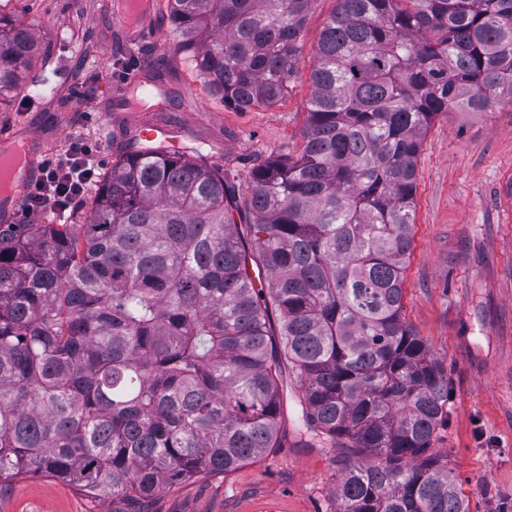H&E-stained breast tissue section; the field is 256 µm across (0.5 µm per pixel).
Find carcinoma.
<instances>
[{
	"mask_svg": "<svg viewBox=\"0 0 512 512\" xmlns=\"http://www.w3.org/2000/svg\"><path fill=\"white\" fill-rule=\"evenodd\" d=\"M310 2L169 0V18L208 93L245 111L288 92ZM38 51L0 29V93ZM308 79L302 149L252 169L241 229L224 172L134 136L85 223L0 231V483L143 499L290 435L361 449L336 512H469L431 448L448 374L403 281L424 133L512 102V0H338Z\"/></svg>",
	"mask_w": 512,
	"mask_h": 512,
	"instance_id": "1",
	"label": "carcinoma"
}]
</instances>
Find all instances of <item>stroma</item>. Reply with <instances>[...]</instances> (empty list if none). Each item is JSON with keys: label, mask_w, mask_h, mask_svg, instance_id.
<instances>
[{"label": "stroma", "mask_w": 512, "mask_h": 512, "mask_svg": "<svg viewBox=\"0 0 512 512\" xmlns=\"http://www.w3.org/2000/svg\"><path fill=\"white\" fill-rule=\"evenodd\" d=\"M113 0H10L0 25L27 26L42 46L22 89L0 95V126L34 133L44 156L82 138L100 144L99 175L117 159L126 132L147 125L198 148L245 191L254 165L296 156L311 85L308 73L337 0H312L299 35L300 72L271 107L244 112L204 89L155 0V43L127 48ZM162 71V112L128 117L113 99L126 73ZM92 88L86 101L73 96ZM415 226L403 282V316L448 372V415L432 436L470 512H512V103L479 114L435 118L416 175ZM351 448L289 445L225 475L199 473L140 503L141 512H336ZM126 502L84 497L50 476L0 486V512H126Z\"/></svg>", "instance_id": "obj_1"}]
</instances>
